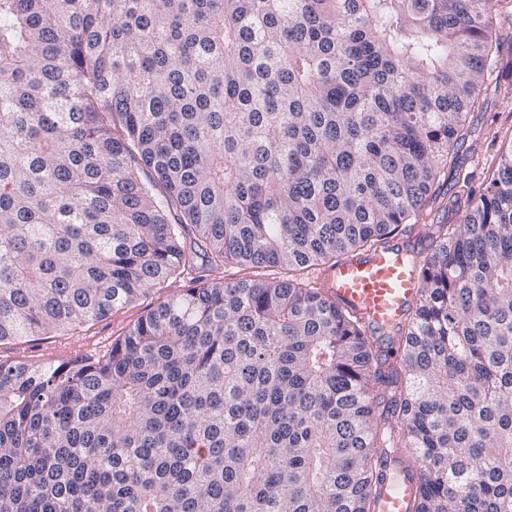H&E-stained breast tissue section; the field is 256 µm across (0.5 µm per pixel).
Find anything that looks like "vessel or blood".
<instances>
[{"instance_id":"obj_1","label":"vessel or blood","mask_w":512,"mask_h":512,"mask_svg":"<svg viewBox=\"0 0 512 512\" xmlns=\"http://www.w3.org/2000/svg\"><path fill=\"white\" fill-rule=\"evenodd\" d=\"M318 285L335 293L366 324L383 327L405 317L419 295L420 279L407 250L395 245L343 260L332 271L319 274ZM391 467L402 471L399 462ZM402 473L398 481L383 478L374 512H411L419 473Z\"/></svg>"}]
</instances>
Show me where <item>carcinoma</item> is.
I'll use <instances>...</instances> for the list:
<instances>
[{
    "label": "carcinoma",
    "mask_w": 512,
    "mask_h": 512,
    "mask_svg": "<svg viewBox=\"0 0 512 512\" xmlns=\"http://www.w3.org/2000/svg\"><path fill=\"white\" fill-rule=\"evenodd\" d=\"M501 0H0V512H512V142L380 349L326 272L411 229ZM237 263L258 274H200ZM182 279L171 278L146 298L114 310L105 318L65 332L29 336L0 348V359L29 363H61L92 357L112 347V342L125 336L149 309L159 301L181 290ZM390 470L399 471L403 476L400 481L384 475L378 489V498L374 512H411L416 495L419 470L406 471L398 461L392 462Z\"/></svg>",
    "instance_id": "carcinoma-1"
}]
</instances>
